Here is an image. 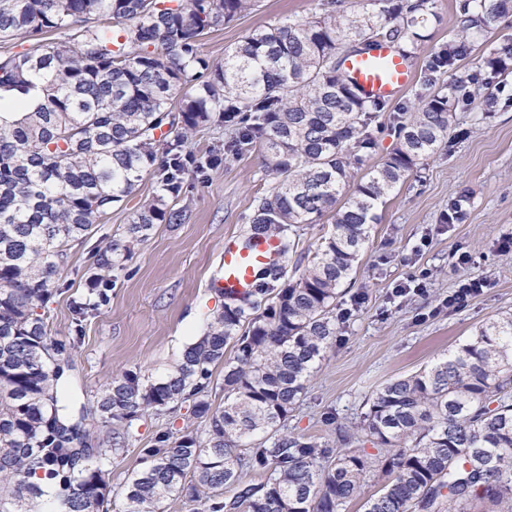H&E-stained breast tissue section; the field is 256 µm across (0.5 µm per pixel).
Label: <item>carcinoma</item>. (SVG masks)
<instances>
[{
  "label": "carcinoma",
  "mask_w": 512,
  "mask_h": 512,
  "mask_svg": "<svg viewBox=\"0 0 512 512\" xmlns=\"http://www.w3.org/2000/svg\"><path fill=\"white\" fill-rule=\"evenodd\" d=\"M255 0H0V512H35L43 486L56 512H108L102 453L83 445L84 412L63 404L69 360L47 331L46 301L70 243L82 239L158 173L155 195L97 254L89 294L169 206L184 171L179 147L222 125L224 152L259 145L275 185L256 200L249 235L273 236L331 215L333 233L294 278L262 269L260 288L227 298L177 371L143 383L127 371L97 402L104 422L131 426L187 401L205 419L158 435L120 491L123 512H163L184 494L202 512H512V313L482 324L432 366L376 389L357 428L374 452L288 431L290 413L336 341L339 286L358 263L378 210L405 176L465 135L456 114L512 73V37L485 46L475 69L452 74L471 37L512 13V0H455L462 26L426 57L413 102L367 100L344 75L351 55L390 42L410 60L428 38L435 0H371L358 16L342 0L321 12L259 27L211 67L204 35ZM181 96L179 108L172 106ZM388 126L392 152L356 182ZM234 357L224 360L227 346ZM224 364V407L206 390ZM244 470L261 479L241 480ZM379 489L364 493L365 479ZM39 480H34V477Z\"/></svg>",
  "instance_id": "cac0c4a2"
}]
</instances>
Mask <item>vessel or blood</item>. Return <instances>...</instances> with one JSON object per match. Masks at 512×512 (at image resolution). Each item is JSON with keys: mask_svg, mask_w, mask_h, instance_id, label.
I'll return each mask as SVG.
<instances>
[{"mask_svg": "<svg viewBox=\"0 0 512 512\" xmlns=\"http://www.w3.org/2000/svg\"><path fill=\"white\" fill-rule=\"evenodd\" d=\"M411 65L391 45L382 43L370 53L350 57L345 76L369 99H392L407 86ZM284 261L278 238L260 237L244 241L230 236L224 240L223 272L214 281L216 293L224 296L252 294L255 271L261 267H279Z\"/></svg>", "mask_w": 512, "mask_h": 512, "instance_id": "b4317fda", "label": "vessel or blood"}]
</instances>
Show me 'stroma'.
Wrapping results in <instances>:
<instances>
[{
	"instance_id": "35a3bbf8",
	"label": "stroma",
	"mask_w": 512,
	"mask_h": 512,
	"mask_svg": "<svg viewBox=\"0 0 512 512\" xmlns=\"http://www.w3.org/2000/svg\"><path fill=\"white\" fill-rule=\"evenodd\" d=\"M320 3L259 0L254 10L205 35L200 52L210 66L223 65L225 50L254 29L310 17ZM499 98L491 114L458 113L465 136L454 152L434 155L409 172L380 208L357 266L340 287L339 305L351 316L290 414V431L338 445L339 431H355L373 390L436 363L481 324L512 310V248L502 246L512 239V79ZM156 181L144 175L122 207L70 245L46 304L48 333L65 344L71 364L67 393L72 405L85 410L83 443L106 450L105 468L116 492L139 469L141 449L151 447L158 433L201 430L205 424L188 402L169 414H147L130 428L124 453L112 455V426L97 412L100 392L129 370L145 382L175 372L184 348L203 335L224 304L210 283L220 272L225 238L245 233L254 198L270 190L275 176L257 147L225 155L214 167L188 168L174 201L180 222L154 225L113 272L106 302L75 325L71 303L85 298L98 251L124 237ZM459 198L462 220L442 223L444 210ZM332 229L327 222L299 225L286 269L311 264ZM462 253L469 255L468 264H459ZM423 269L429 276L421 288L396 293L397 285ZM468 275L486 278V288L465 307L449 308V294ZM330 415L335 425L327 424Z\"/></svg>"
}]
</instances>
